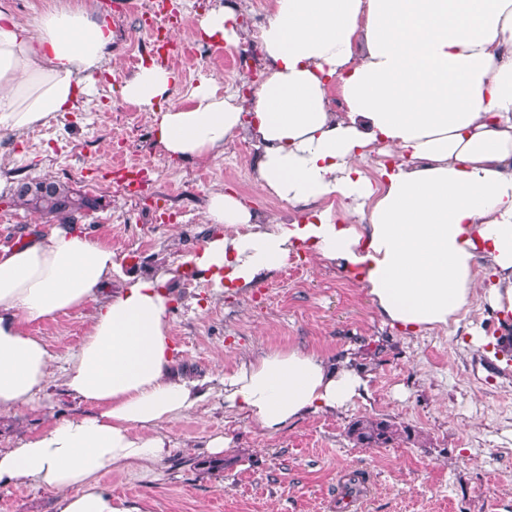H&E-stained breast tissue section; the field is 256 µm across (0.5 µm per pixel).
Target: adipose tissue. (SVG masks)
Masks as SVG:
<instances>
[{
	"mask_svg": "<svg viewBox=\"0 0 512 512\" xmlns=\"http://www.w3.org/2000/svg\"><path fill=\"white\" fill-rule=\"evenodd\" d=\"M196 35L235 45V13L218 5ZM112 27L93 9L56 0L32 26L0 4V137L73 111L94 91L112 50ZM262 80L249 97L201 78L190 104L162 108L176 80L154 63L122 87L152 112L162 150L183 159L219 155L247 134L260 151V187L295 205L258 220L234 195L211 192L205 216L222 234L186 257L216 291L246 288L308 250L365 288L385 324L422 332L459 323L477 267L492 276L483 299L512 313V0H275L260 32ZM340 81L347 109L330 111ZM389 157L381 183L361 168ZM367 212L342 224L327 203ZM111 246L76 225L30 232L0 250V415L41 409L52 376L89 405L0 448V482L35 487L55 512H141L101 475L151 468L171 452L164 430L202 400L203 383L179 377L170 340L176 274L163 265L123 276ZM93 306L90 329L61 369L30 327ZM224 406L276 432L306 414L346 408L368 390L348 361L299 348L269 349L225 373Z\"/></svg>",
	"mask_w": 512,
	"mask_h": 512,
	"instance_id": "adipose-tissue-1",
	"label": "adipose tissue"
}]
</instances>
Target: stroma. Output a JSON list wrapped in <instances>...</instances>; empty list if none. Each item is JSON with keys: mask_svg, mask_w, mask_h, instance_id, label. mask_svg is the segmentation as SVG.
Segmentation results:
<instances>
[{"mask_svg": "<svg viewBox=\"0 0 512 512\" xmlns=\"http://www.w3.org/2000/svg\"><path fill=\"white\" fill-rule=\"evenodd\" d=\"M81 2L112 27V56L101 80L76 110L0 139V173L51 177L98 198V208L77 224L92 241L111 246L126 271L181 267L220 234L204 219L211 191L232 193L264 220L291 212V204L257 189L258 150L237 149L246 136L228 141L215 157L168 158L156 144L150 113L121 95L149 61L177 74L167 99L177 107L188 106L190 87L203 77L236 94L253 87L263 67L259 34L273 0H232L244 37L229 49L192 35L219 0H173L180 23L164 30L175 45L170 59L154 50L150 21L159 0H136L134 9L121 11L112 0ZM113 168L147 169L142 189L117 190L107 175ZM30 228L51 230L38 216L0 204V247L20 245ZM172 295L169 322L182 376L218 379L263 349L300 347L331 359L349 355L368 393L345 409L316 412L270 433L226 410L217 382L192 412L166 423L173 448L162 464L102 475L113 494L142 512H339L351 482L362 497L360 512H512V358L499 360L468 339L472 328L489 338L502 331L486 302L473 304L460 325L405 334L383 323L360 284L307 250L254 286L222 295L208 277L182 269ZM92 314L87 306L31 331L61 361L82 343ZM42 403L0 419V448L85 409L56 379ZM368 417L395 422L407 435L385 447H359L347 429ZM214 433L230 437L233 464L210 474L198 463ZM0 512H53V502L32 487L0 483Z\"/></svg>", "mask_w": 512, "mask_h": 512, "instance_id": "obj_1", "label": "stroma"}]
</instances>
